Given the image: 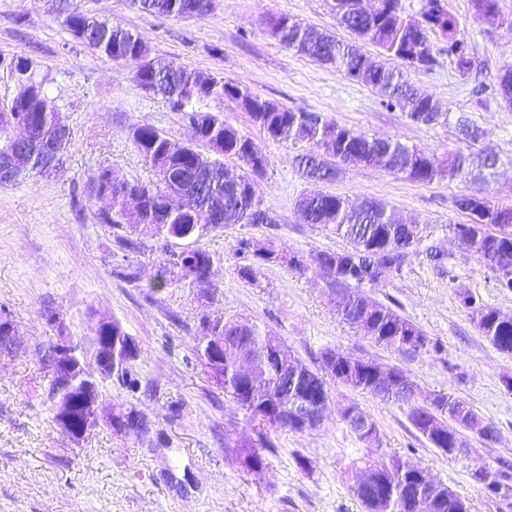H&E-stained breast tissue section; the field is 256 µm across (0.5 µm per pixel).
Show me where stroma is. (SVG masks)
Segmentation results:
<instances>
[{"label": "stroma", "instance_id": "obj_1", "mask_svg": "<svg viewBox=\"0 0 512 512\" xmlns=\"http://www.w3.org/2000/svg\"><path fill=\"white\" fill-rule=\"evenodd\" d=\"M87 13L140 36L152 56L202 72L221 74L253 93L297 112H315L368 135L473 157L491 153L499 166L489 185L476 175L419 184L373 167H345L328 191L386 204L396 218L418 225L419 234L400 266L378 282L351 284L417 324L433 346L400 354L375 345L343 322L340 296L318 269L305 273L265 266L259 285L242 280L239 241H275L311 258L347 249L342 237L305 223L296 210L307 189L294 167L304 144L275 142L228 100L206 99L199 109L223 113L265 155L267 167L254 184L266 224L201 228L184 240L218 259L214 298L197 299L182 284L159 298L118 277L123 253L112 227L99 223L103 202H88L86 185L99 169L114 178H153L128 138L133 124L163 130L176 142L186 129L181 113L157 96L136 90L132 62H112L76 41L49 0H0V57L23 56L44 79L70 130L63 166L48 177L33 175L0 185V312L19 329L16 349L0 350V512H364L346 470L361 457L397 455L422 468L477 512H512L488 500L472 471L512 465V355L481 335L456 291L469 289L485 305L512 316V292L464 244L452 227L465 223L453 200L488 187L495 200L512 204V107L495 93L496 77L512 67V0H498L486 23L471 0H447L465 32L472 68L460 75L446 42L434 37L436 63L409 72L410 81L447 108L441 123L422 126L385 106L381 93L335 69L284 48L264 26L273 13L348 39L330 0H215L202 19L175 20L142 12L129 0H76ZM480 126V141L464 139L459 119ZM443 258L430 260L432 252ZM57 313L59 325L47 323ZM234 317L280 336L310 368L332 347L402 370L421 394L453 393L469 401L498 431L495 442L469 435L465 457L451 459L411 426L407 409L342 386L334 387L323 421L314 430L284 433L259 425L238 407L198 361L194 338L202 316ZM103 317L119 320L139 357L127 382L100 385L99 403L122 404L150 420L147 434H114L100 423L72 443L51 421L50 375L40 351L91 335ZM357 406L372 415L380 441L366 448L342 414ZM258 453L263 469L246 468L243 455Z\"/></svg>", "mask_w": 512, "mask_h": 512}]
</instances>
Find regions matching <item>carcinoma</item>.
Instances as JSON below:
<instances>
[{"mask_svg": "<svg viewBox=\"0 0 512 512\" xmlns=\"http://www.w3.org/2000/svg\"><path fill=\"white\" fill-rule=\"evenodd\" d=\"M137 9L166 18H203L211 11L214 0H130ZM62 17L64 26L75 40L93 52L113 62L136 61L135 87L161 96L168 106L183 116L186 138L178 150H171L173 140L149 124H135L130 128V140L135 152L150 168L155 179L149 183L119 182L112 178L111 170L100 169L89 179L87 199L109 201V208L97 214L99 222L112 225L115 242L122 251L139 256L159 252L160 263L151 260H130L123 266L121 277L138 288L147 290L154 299L173 286L183 283L190 270L202 276H213L215 259L203 249L172 252L174 240L193 237L199 229H222L234 224H262L268 221L260 202L252 208L240 205L254 177L265 172L266 166L257 167L251 161L248 148L252 141L238 128L224 121L220 112H202L193 103L204 99H230L246 112L251 122L269 139L302 142L309 149L296 156L301 177L312 188L297 201L304 220L324 232L340 235L350 243L343 252H321L307 261L295 253H288L273 241L239 243L238 253L247 256L249 264L240 268L241 277L251 284L258 283L262 268L281 263L299 273L313 265L344 288L351 283L375 282L386 277L400 264L405 249L412 244L413 224H397L386 206L366 199L352 205L341 195L324 189L334 181L343 167H377L406 179L430 184L437 180L453 179L465 173L468 158L460 153L440 156L417 146H407L389 138L373 137L339 125L319 114L295 112L265 99L222 76L204 75L186 65L151 56L147 43L139 36L119 26H113L95 15L86 13L74 2L52 5ZM331 11L336 24L348 30L352 40L342 41L336 36L314 27H307L286 14L270 17L267 29L270 36L282 46L293 49L324 65H329L345 77L380 89L385 105L405 112L416 124L431 126L445 115L442 104L432 96L416 91L407 75L398 67L389 65L397 60L409 70L427 72L435 63L430 35L441 36L448 43V59L461 75L469 73L472 62L468 46L461 34L460 22L448 12L444 0H425L419 17L403 14L400 0H373L369 10L358 7V0H332ZM370 44L379 50L383 60L374 62L362 51ZM12 74H22L27 80V91L16 96L6 107L0 108V170H8L10 182L16 183L30 173L45 174L49 168L27 158L16 157L12 127L30 131L27 147L32 153H42L45 138L56 124L57 108L33 72L32 63L24 58L6 62L0 67ZM498 91L502 99L512 105V68L499 75ZM324 142H334L332 153H319ZM235 160L228 165L224 159ZM175 197L195 198L199 206L187 213L170 210L165 201ZM489 200L481 191L462 194L453 200L459 211H467L468 247L490 269L499 263L512 267V205L490 213L485 219L476 215L478 208ZM139 208L135 225L150 229L154 244L146 246L124 235L129 212ZM460 303L471 311L472 318L483 336L504 354H512V319H504L497 309L478 302L474 294L464 288L457 290ZM339 309L342 320L360 335L392 351L406 354L428 349L431 340L416 324L402 317L392 308L365 296L348 292ZM127 332L116 319H100L93 329V340L102 336H125ZM209 336L224 337V393L252 418L284 432H304L316 428L323 420L305 425L294 423L288 417L278 423L265 419L260 410L264 403L272 402L276 392L269 390L257 397L248 396L246 379L235 372L243 357L251 358L252 370L273 384L278 379L277 362L265 354L272 343L281 341L275 334L256 324L227 319L223 327L211 326L201 319L195 336V351H200ZM349 355L335 348H326L320 355V366L313 370L301 360L295 367L300 382L321 389L323 398L331 397L337 385L367 393L387 402L402 404L408 409L414 429L442 454L457 458L467 448L465 433L489 437L495 430L465 401L452 393H438L433 399L421 403L411 394H399L410 380L395 368L397 391L393 397L383 395L378 387L375 370L381 364L356 365L348 369ZM145 416L136 409L117 405L112 407L109 426L119 435L137 434L131 422ZM344 420L357 439L367 445L379 441L376 423L356 406L348 407ZM365 470L369 472L371 487L356 493L365 512H414L409 497H390L387 480L399 479L405 484L415 483L422 472L398 457H378L355 461L348 467L350 478ZM484 493L491 499L512 504V471L496 470V479L480 482ZM473 512L474 504L447 486L439 485L431 512Z\"/></svg>", "mask_w": 512, "mask_h": 512, "instance_id": "obj_1", "label": "carcinoma"}]
</instances>
